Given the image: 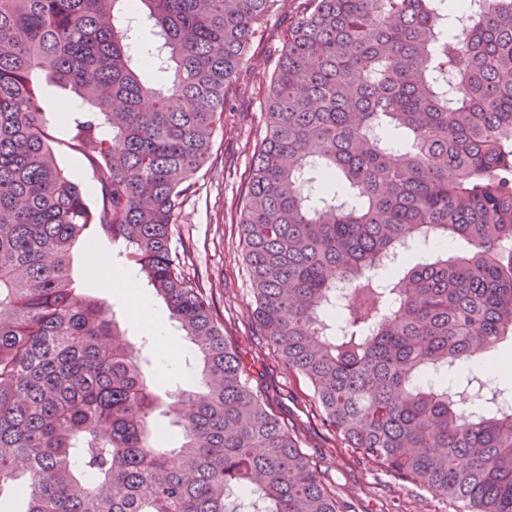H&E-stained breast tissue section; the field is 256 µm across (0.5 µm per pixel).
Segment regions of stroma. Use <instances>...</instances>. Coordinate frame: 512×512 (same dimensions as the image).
<instances>
[{
  "mask_svg": "<svg viewBox=\"0 0 512 512\" xmlns=\"http://www.w3.org/2000/svg\"><path fill=\"white\" fill-rule=\"evenodd\" d=\"M294 17V8L285 7L254 34L230 91L224 125L215 133L210 163L196 176L193 193L184 199L176 215L171 247L183 261L186 275L198 278L223 315L224 332L250 370L254 387L285 422L321 479L338 496L349 500L355 512H397L393 509L397 503L402 506L398 512H462L461 504L442 493L398 480L381 464L346 447L325 427L308 385L288 372L255 333L253 295L241 254L236 207L252 166L255 144L263 133L261 110L269 76ZM38 89L43 108L51 112L57 162L77 183L87 204L97 207L95 176L83 156L66 146L73 133L72 122L65 119L73 104L72 95L46 79L40 80ZM84 252L81 244L72 251L71 269L78 286L112 306L120 330L130 343L143 347L151 360L150 370L163 388H191L198 367L190 362V346H183L178 359L162 356L152 336L144 334L132 316L130 295L105 287L85 266Z\"/></svg>",
  "mask_w": 512,
  "mask_h": 512,
  "instance_id": "35a3bbf8",
  "label": "stroma"
}]
</instances>
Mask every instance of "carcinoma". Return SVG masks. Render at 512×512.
Masks as SVG:
<instances>
[{
  "mask_svg": "<svg viewBox=\"0 0 512 512\" xmlns=\"http://www.w3.org/2000/svg\"><path fill=\"white\" fill-rule=\"evenodd\" d=\"M286 2L0 0V494L26 512H352L171 248L251 36ZM146 24L164 89L139 75ZM41 76L80 99L68 147L96 212L55 160ZM263 119L238 211L259 335L348 447L467 512H512V411L464 410L478 378L446 377L512 337V0H303ZM92 225L167 303L196 390L162 401L76 286ZM448 238L467 254L386 266Z\"/></svg>",
  "mask_w": 512,
  "mask_h": 512,
  "instance_id": "carcinoma-1",
  "label": "carcinoma"
}]
</instances>
